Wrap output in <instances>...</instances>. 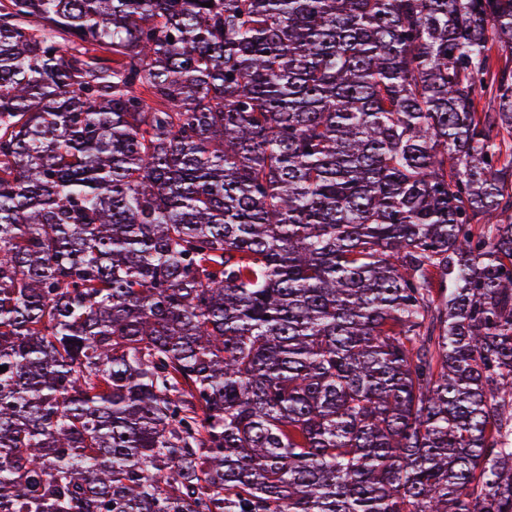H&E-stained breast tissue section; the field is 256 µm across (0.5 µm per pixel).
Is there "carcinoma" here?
Listing matches in <instances>:
<instances>
[{
    "instance_id": "obj_1",
    "label": "carcinoma",
    "mask_w": 512,
    "mask_h": 512,
    "mask_svg": "<svg viewBox=\"0 0 512 512\" xmlns=\"http://www.w3.org/2000/svg\"><path fill=\"white\" fill-rule=\"evenodd\" d=\"M495 45L512 0H0V512H512Z\"/></svg>"
}]
</instances>
